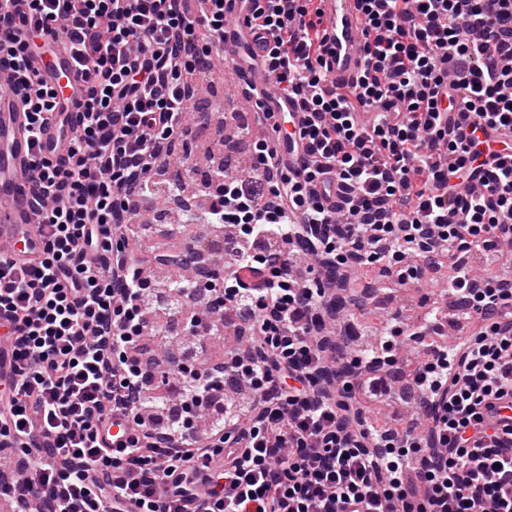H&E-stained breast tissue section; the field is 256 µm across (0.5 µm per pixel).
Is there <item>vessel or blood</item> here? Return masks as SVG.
<instances>
[{"label": "vessel or blood", "mask_w": 512, "mask_h": 512, "mask_svg": "<svg viewBox=\"0 0 512 512\" xmlns=\"http://www.w3.org/2000/svg\"><path fill=\"white\" fill-rule=\"evenodd\" d=\"M323 28L329 51L324 56V71L337 90H345L360 76L365 66L364 23L357 0H320ZM51 45L49 52L38 55L32 64L36 80L47 81L57 90V98L65 111L75 109L82 90V77L69 52L58 44L55 31H47ZM253 36L245 14H238L236 25L225 32V47L244 53L252 46ZM264 112H288L293 116L291 132H298L302 110L295 99L267 92L259 99ZM29 116L14 91L0 83V244L8 254H17L21 248L16 230L38 223L39 217L30 194L31 170L28 158L27 130ZM289 171L301 170L304 153L296 142L274 136ZM44 153L60 157L66 155V140L58 126L45 128L42 139Z\"/></svg>", "instance_id": "vessel-or-blood-1"}]
</instances>
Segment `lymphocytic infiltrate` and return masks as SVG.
Here are the masks:
<instances>
[{"instance_id":"obj_1","label":"lymphocytic infiltrate","mask_w":512,"mask_h":512,"mask_svg":"<svg viewBox=\"0 0 512 512\" xmlns=\"http://www.w3.org/2000/svg\"><path fill=\"white\" fill-rule=\"evenodd\" d=\"M23 2L0 11V71L31 139L56 108L29 75L47 27L85 88L68 154L32 155L38 252L0 254V464L17 512H512V280L463 260L512 246V0H359L366 67L343 92L318 0H245L268 82L304 112L308 163L290 177L255 140L251 176L221 171L208 194L230 250L163 288L130 252L131 216L189 131L187 77L223 45L228 0L197 18L184 0ZM443 256L481 322L466 342L427 343L434 310L391 317L360 352L361 329L328 330L330 273L379 265L417 285ZM240 311L238 346L199 359ZM408 340L425 347L406 391L425 418L370 427L355 404L392 393Z\"/></svg>"}]
</instances>
